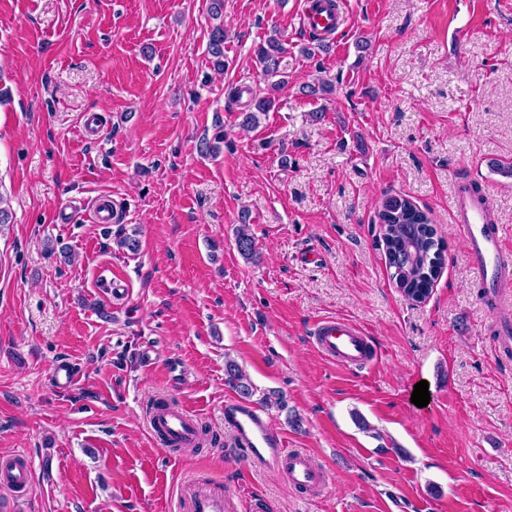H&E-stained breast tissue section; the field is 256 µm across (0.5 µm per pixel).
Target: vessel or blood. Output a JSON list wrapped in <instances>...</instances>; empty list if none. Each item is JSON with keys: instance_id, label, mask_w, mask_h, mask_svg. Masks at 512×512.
I'll return each mask as SVG.
<instances>
[{"instance_id": "obj_1", "label": "vessel or blood", "mask_w": 512, "mask_h": 512, "mask_svg": "<svg viewBox=\"0 0 512 512\" xmlns=\"http://www.w3.org/2000/svg\"><path fill=\"white\" fill-rule=\"evenodd\" d=\"M306 32H338L341 18L330 0H310L301 13ZM451 221L469 247L475 280L483 290L482 300L498 312V352H512V257L502 247L503 230L490 220L487 193L470 191L459 184L451 210ZM312 343L328 361L355 368H373L380 356L365 330L340 317H320L311 327ZM224 416L233 427L242 452L252 463L282 474L289 485L306 492L323 493L329 483L327 471L314 464L301 449L286 448L283 436L269 423L257 406L240 401L224 405ZM156 438L183 447L197 443L196 422L192 412L159 402L147 419ZM33 471L29 461L0 462V486L16 492L30 490ZM183 512H227L228 504L221 490L186 482L179 491Z\"/></svg>"}]
</instances>
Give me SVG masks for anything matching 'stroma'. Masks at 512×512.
Returning <instances> with one entry per match:
<instances>
[{"instance_id":"obj_1","label":"stroma","mask_w":512,"mask_h":512,"mask_svg":"<svg viewBox=\"0 0 512 512\" xmlns=\"http://www.w3.org/2000/svg\"><path fill=\"white\" fill-rule=\"evenodd\" d=\"M304 2L224 0L217 72L208 0H0V457L33 467L0 512H177L190 478L223 486L233 512L252 496L272 512H512V357L448 215L459 179L483 188L512 252V179L494 170L512 163V0H337L345 23L311 57ZM456 5L471 18L458 48ZM276 30L286 84L247 127L270 93L255 48ZM319 73L333 93H303ZM102 194L115 223L90 217ZM390 195L443 247L421 303L390 278ZM242 223L256 260L236 248ZM49 239L74 261L46 256ZM320 316L362 326L375 367L318 353ZM61 358L77 376L64 392ZM228 358L287 447L326 469L323 496L233 453ZM176 361L172 385L158 369ZM159 394L211 443L162 448L144 420Z\"/></svg>"}]
</instances>
